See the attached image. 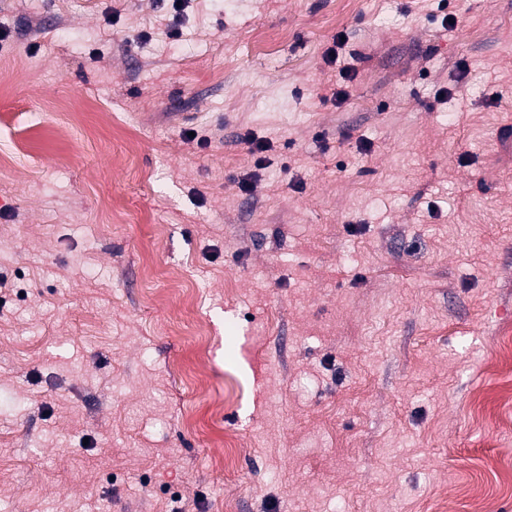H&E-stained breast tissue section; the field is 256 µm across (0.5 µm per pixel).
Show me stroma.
<instances>
[{
  "mask_svg": "<svg viewBox=\"0 0 512 512\" xmlns=\"http://www.w3.org/2000/svg\"><path fill=\"white\" fill-rule=\"evenodd\" d=\"M1 31L0 512H512V0H0ZM287 39V34L282 31L258 28L250 41L254 51L265 55H273L279 45Z\"/></svg>",
  "mask_w": 512,
  "mask_h": 512,
  "instance_id": "35a3bbf8",
  "label": "stroma"
}]
</instances>
